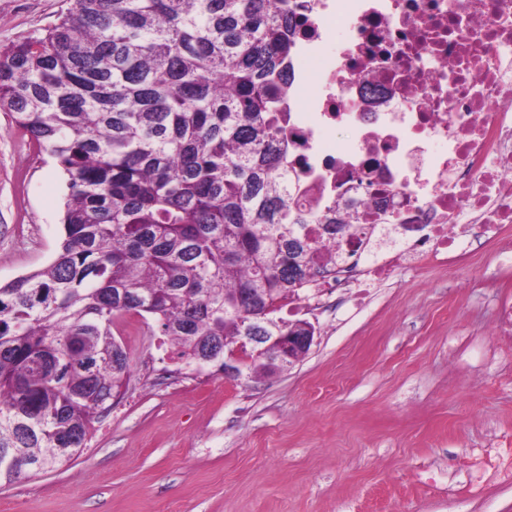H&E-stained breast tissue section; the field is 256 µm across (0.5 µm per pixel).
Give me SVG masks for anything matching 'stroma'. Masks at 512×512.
Segmentation results:
<instances>
[{"mask_svg": "<svg viewBox=\"0 0 512 512\" xmlns=\"http://www.w3.org/2000/svg\"><path fill=\"white\" fill-rule=\"evenodd\" d=\"M64 0H0V45ZM65 177L0 113V283L47 266ZM449 263L399 268L368 299L302 317L288 371L233 380L171 357L128 315L130 380L71 465L0 488V512H512V224L468 227Z\"/></svg>", "mask_w": 512, "mask_h": 512, "instance_id": "1", "label": "stroma"}]
</instances>
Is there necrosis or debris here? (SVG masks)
Segmentation results:
<instances>
[{
    "label": "necrosis or debris",
    "instance_id": "obj_1",
    "mask_svg": "<svg viewBox=\"0 0 512 512\" xmlns=\"http://www.w3.org/2000/svg\"><path fill=\"white\" fill-rule=\"evenodd\" d=\"M284 177L303 211L364 215L319 288L447 261L459 227L512 224V0H296ZM396 235L374 252L379 225Z\"/></svg>",
    "mask_w": 512,
    "mask_h": 512
}]
</instances>
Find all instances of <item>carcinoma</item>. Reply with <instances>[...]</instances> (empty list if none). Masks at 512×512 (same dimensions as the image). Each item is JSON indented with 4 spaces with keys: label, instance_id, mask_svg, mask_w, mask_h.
Returning a JSON list of instances; mask_svg holds the SVG:
<instances>
[{
    "label": "carcinoma",
    "instance_id": "obj_1",
    "mask_svg": "<svg viewBox=\"0 0 512 512\" xmlns=\"http://www.w3.org/2000/svg\"><path fill=\"white\" fill-rule=\"evenodd\" d=\"M67 2L0 47V112L67 177L53 260L0 283V486L88 448L129 380L120 318H152L178 359L222 372L252 327L288 334L281 301L343 259L310 225L362 228L301 213L277 174L295 0ZM284 369L271 349L239 375Z\"/></svg>",
    "mask_w": 512,
    "mask_h": 512
}]
</instances>
